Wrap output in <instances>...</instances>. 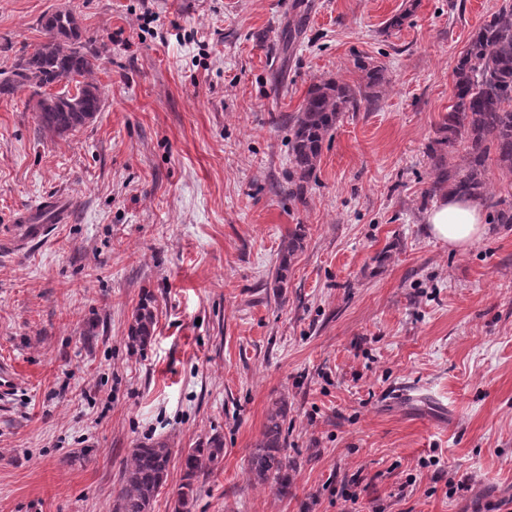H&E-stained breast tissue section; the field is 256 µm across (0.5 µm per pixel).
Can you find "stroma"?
I'll return each instance as SVG.
<instances>
[{
	"label": "stroma",
	"instance_id": "obj_1",
	"mask_svg": "<svg viewBox=\"0 0 512 512\" xmlns=\"http://www.w3.org/2000/svg\"><path fill=\"white\" fill-rule=\"evenodd\" d=\"M0 0V66L72 10L101 53L85 127L39 131L0 99V512H110L131 451L224 458L191 512H512V225L462 251L424 222L429 147L471 33L505 0ZM378 96L343 113L303 198L292 119L308 89ZM67 223L26 240L20 210ZM304 225L283 293L281 244ZM158 324L127 344L144 292ZM288 403L287 497L250 481Z\"/></svg>",
	"mask_w": 512,
	"mask_h": 512
}]
</instances>
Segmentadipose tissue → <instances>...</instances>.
Returning a JSON list of instances; mask_svg holds the SVG:
<instances>
[{
	"label": "adipose tissue",
	"mask_w": 512,
	"mask_h": 512,
	"mask_svg": "<svg viewBox=\"0 0 512 512\" xmlns=\"http://www.w3.org/2000/svg\"><path fill=\"white\" fill-rule=\"evenodd\" d=\"M425 222L433 237L457 250L466 249L487 232L482 202L456 195H441L426 213Z\"/></svg>",
	"instance_id": "ef3b65f1"
}]
</instances>
